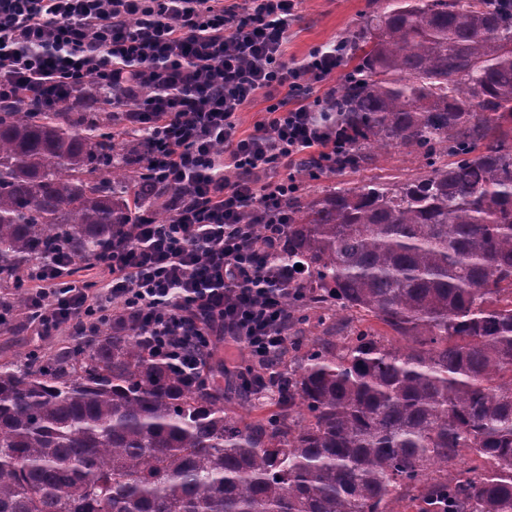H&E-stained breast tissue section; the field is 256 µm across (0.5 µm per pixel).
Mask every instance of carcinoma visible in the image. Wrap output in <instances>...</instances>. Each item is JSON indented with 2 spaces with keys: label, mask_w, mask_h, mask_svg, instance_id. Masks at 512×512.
Segmentation results:
<instances>
[{
  "label": "carcinoma",
  "mask_w": 512,
  "mask_h": 512,
  "mask_svg": "<svg viewBox=\"0 0 512 512\" xmlns=\"http://www.w3.org/2000/svg\"><path fill=\"white\" fill-rule=\"evenodd\" d=\"M384 2L348 42L344 164L389 147L427 171L283 201L288 391L240 420L131 322L0 363V512H512V0ZM144 142L110 100L1 107L0 273L169 221ZM347 310L383 330L298 339Z\"/></svg>",
  "instance_id": "cac0c4a2"
}]
</instances>
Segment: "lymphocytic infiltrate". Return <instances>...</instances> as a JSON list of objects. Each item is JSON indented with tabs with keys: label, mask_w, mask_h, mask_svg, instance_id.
I'll use <instances>...</instances> for the list:
<instances>
[{
	"label": "lymphocytic infiltrate",
	"mask_w": 512,
	"mask_h": 512,
	"mask_svg": "<svg viewBox=\"0 0 512 512\" xmlns=\"http://www.w3.org/2000/svg\"><path fill=\"white\" fill-rule=\"evenodd\" d=\"M297 3L0 0V102L84 106L89 84L121 95L126 122L151 136L149 170L185 198L167 223L145 214L125 225L97 263L102 280L79 279L80 264L66 254L20 273L40 335L129 320L187 382L205 379L219 338L243 347L262 373L277 365L295 280L265 257L282 239V202L297 186L269 172L308 163L332 173L347 146L323 111L346 44L288 62L283 45ZM314 83L323 94L300 101ZM260 95L264 116L239 135L238 112ZM248 208L262 216V241L241 221ZM262 373L239 372L241 386L276 397Z\"/></svg>",
	"instance_id": "lymphocytic-infiltrate-1"
}]
</instances>
